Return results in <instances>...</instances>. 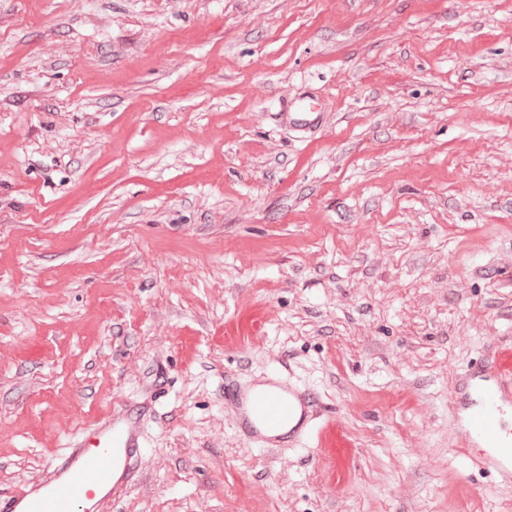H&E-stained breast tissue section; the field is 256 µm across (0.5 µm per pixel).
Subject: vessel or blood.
<instances>
[{
    "instance_id": "b4317fda",
    "label": "vessel or blood",
    "mask_w": 512,
    "mask_h": 512,
    "mask_svg": "<svg viewBox=\"0 0 512 512\" xmlns=\"http://www.w3.org/2000/svg\"><path fill=\"white\" fill-rule=\"evenodd\" d=\"M289 124L312 130L322 114L309 99L282 93ZM452 407L461 419L463 445L483 447V461L512 480V430L504 416L512 408V348L493 342L484 356L455 377ZM224 403L233 411L239 435L273 450L299 442L335 445V421L323 402L286 376L265 384L224 385ZM144 456L140 413L96 420L56 458L41 483L0 497V512H97L100 504L127 494Z\"/></svg>"
}]
</instances>
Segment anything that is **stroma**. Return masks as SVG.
Here are the masks:
<instances>
[{
	"label": "stroma",
	"instance_id": "obj_1",
	"mask_svg": "<svg viewBox=\"0 0 512 512\" xmlns=\"http://www.w3.org/2000/svg\"><path fill=\"white\" fill-rule=\"evenodd\" d=\"M494 340L512 0H0V495L123 401L141 477L99 512H512L449 410ZM239 369L335 446L245 442ZM310 98L295 99L285 91L280 96V104L287 112L283 115L288 118V123L300 129L312 130L318 128L322 123V112H318L310 103Z\"/></svg>",
	"mask_w": 512,
	"mask_h": 512
}]
</instances>
